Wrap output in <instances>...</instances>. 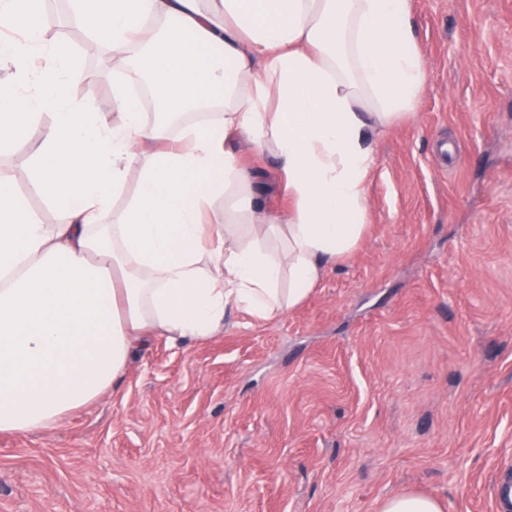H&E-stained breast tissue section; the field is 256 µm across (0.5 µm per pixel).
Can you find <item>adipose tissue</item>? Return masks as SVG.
Instances as JSON below:
<instances>
[{
  "label": "adipose tissue",
  "instance_id": "1",
  "mask_svg": "<svg viewBox=\"0 0 512 512\" xmlns=\"http://www.w3.org/2000/svg\"><path fill=\"white\" fill-rule=\"evenodd\" d=\"M97 42L180 114L172 128L117 86L120 122L68 93L77 62L46 45L33 0H0V154L30 155L40 223L0 168V433L60 427L113 389L153 337L205 342L234 307L256 319L301 304L368 223L373 139L411 117L427 78L409 0H75ZM50 123H42V116ZM273 157L288 198L273 214L231 137ZM137 195H113L132 167Z\"/></svg>",
  "mask_w": 512,
  "mask_h": 512
}]
</instances>
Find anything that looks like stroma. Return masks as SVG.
Instances as JSON below:
<instances>
[{"label":"stroma","instance_id":"35a3bbf8","mask_svg":"<svg viewBox=\"0 0 512 512\" xmlns=\"http://www.w3.org/2000/svg\"><path fill=\"white\" fill-rule=\"evenodd\" d=\"M74 101L119 121L116 59L75 39ZM428 78L376 146L368 224L311 295L205 343L152 339L64 426L0 434V512H495L512 476V0H412ZM259 200L274 159L235 141ZM379 512H444L442 502L431 495L401 493L385 499Z\"/></svg>","mask_w":512,"mask_h":512}]
</instances>
